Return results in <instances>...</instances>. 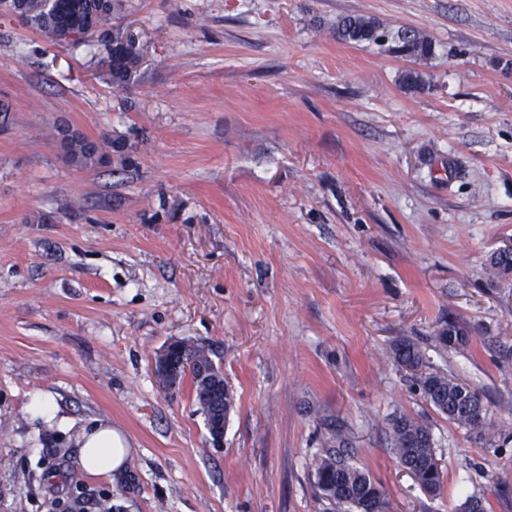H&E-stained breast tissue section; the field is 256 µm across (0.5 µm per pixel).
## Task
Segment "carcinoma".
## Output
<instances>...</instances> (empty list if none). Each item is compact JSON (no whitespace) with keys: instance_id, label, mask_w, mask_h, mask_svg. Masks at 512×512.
I'll use <instances>...</instances> for the list:
<instances>
[{"instance_id":"cac0c4a2","label":"carcinoma","mask_w":512,"mask_h":512,"mask_svg":"<svg viewBox=\"0 0 512 512\" xmlns=\"http://www.w3.org/2000/svg\"><path fill=\"white\" fill-rule=\"evenodd\" d=\"M125 9V0H51L50 7L30 13V0H9L5 11L29 15L28 23L52 42L60 41L66 32L93 35L109 26L112 19ZM383 34L380 26L370 18L349 16L336 25V38L341 41H378ZM397 52L416 58H426L434 53L433 42L426 36L411 31L396 35ZM112 64L107 67L112 84L127 86L134 82L140 63V50L136 40L115 31L112 42L106 45ZM110 150L95 140L82 136L73 138L66 150V162L76 169L106 166L112 155L125 159L129 146L124 140H113ZM435 341L450 349H465L471 343L468 331L455 319L439 329ZM394 362L406 371L422 400L448 421L465 427L480 439L492 445L502 438L487 418V408L477 389L445 374L425 370V352L414 342L398 339L392 346ZM200 363L207 365L215 377L214 395L202 399L195 395L208 424L215 419L225 420L234 407V392L224 382L221 369L209 358ZM391 448L396 460L410 474L421 491L430 497L442 493L444 467L435 452L431 426L409 415H399L389 422ZM315 486L322 497L336 512H389V502L378 488L370 473L351 463L345 450V440L336 433V447L327 448L314 463Z\"/></svg>"}]
</instances>
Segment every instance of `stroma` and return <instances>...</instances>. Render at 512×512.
Instances as JSON below:
<instances>
[{
	"label": "stroma",
	"instance_id": "stroma-1",
	"mask_svg": "<svg viewBox=\"0 0 512 512\" xmlns=\"http://www.w3.org/2000/svg\"><path fill=\"white\" fill-rule=\"evenodd\" d=\"M346 16L383 39L337 41ZM112 25L141 53L122 89L96 38L0 10V512H333L312 463L339 434L390 512H512V271L491 264L512 241V0H126ZM404 29L433 55L397 53ZM60 124L127 139L126 166L70 167ZM451 317L470 347L436 345ZM398 338L505 440L426 405ZM175 339L234 392L222 447L190 380L157 383ZM38 392L123 433V480L29 421ZM399 414L432 427L438 497L396 461Z\"/></svg>",
	"mask_w": 512,
	"mask_h": 512
}]
</instances>
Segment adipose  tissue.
<instances>
[{"mask_svg": "<svg viewBox=\"0 0 512 512\" xmlns=\"http://www.w3.org/2000/svg\"><path fill=\"white\" fill-rule=\"evenodd\" d=\"M31 420L54 427L64 434H73L81 448L80 461L85 473L92 476H120L126 466L129 447L124 435L110 422L95 419L91 425H76L61 415L53 395L35 394L28 406Z\"/></svg>", "mask_w": 512, "mask_h": 512, "instance_id": "1", "label": "adipose tissue"}]
</instances>
